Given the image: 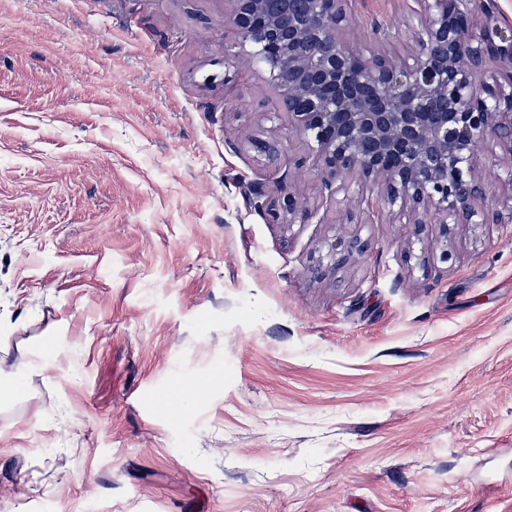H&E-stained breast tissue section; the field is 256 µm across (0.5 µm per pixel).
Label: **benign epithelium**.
<instances>
[{"mask_svg": "<svg viewBox=\"0 0 512 512\" xmlns=\"http://www.w3.org/2000/svg\"><path fill=\"white\" fill-rule=\"evenodd\" d=\"M230 2L225 47L237 59L261 57L321 174L312 199L291 191L271 199L252 183L273 220L321 223L356 178V207L341 223L382 207L417 237L437 224L445 260L458 226L512 223V27L501 25L494 0L478 18L469 0H419L405 30L382 28L366 50L345 37L346 0ZM479 143L511 160L499 196L486 195ZM325 247L336 268L371 250L344 230Z\"/></svg>", "mask_w": 512, "mask_h": 512, "instance_id": "7a95c632", "label": "benign epithelium"}]
</instances>
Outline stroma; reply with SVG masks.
Here are the masks:
<instances>
[{
    "label": "stroma",
    "instance_id": "1",
    "mask_svg": "<svg viewBox=\"0 0 512 512\" xmlns=\"http://www.w3.org/2000/svg\"><path fill=\"white\" fill-rule=\"evenodd\" d=\"M229 11L0 0V371L56 352L0 405V512H512V224L445 260L382 214L332 269L339 212L245 193L319 176ZM327 252L334 259L335 269L344 265L354 255L364 256L370 250L369 242L361 240L356 235L341 230L337 235L325 241Z\"/></svg>",
    "mask_w": 512,
    "mask_h": 512
}]
</instances>
